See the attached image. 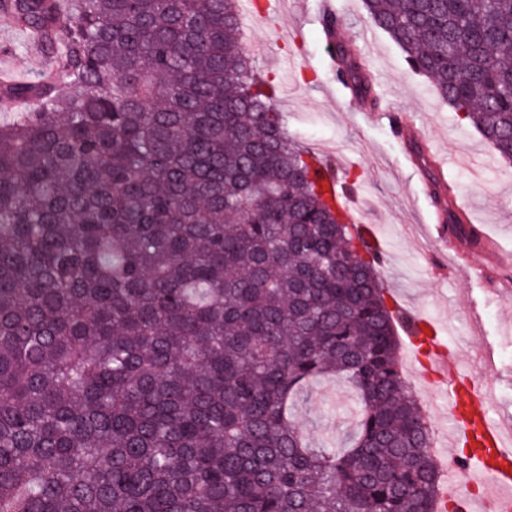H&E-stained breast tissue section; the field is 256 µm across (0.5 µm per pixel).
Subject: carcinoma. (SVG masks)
<instances>
[{
  "label": "carcinoma",
  "instance_id": "cac0c4a2",
  "mask_svg": "<svg viewBox=\"0 0 512 512\" xmlns=\"http://www.w3.org/2000/svg\"><path fill=\"white\" fill-rule=\"evenodd\" d=\"M365 7L511 166L512 0ZM7 8L55 71L0 87L31 103L0 123V512H447L378 258L237 0ZM442 220L467 237L453 201ZM326 377L357 399L344 446L296 422ZM340 174L341 170L335 171L333 168H324L323 170L326 182L336 190L341 205L349 214H352L355 210L354 206L357 200L351 193L342 188L340 184Z\"/></svg>",
  "mask_w": 512,
  "mask_h": 512
}]
</instances>
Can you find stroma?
Returning a JSON list of instances; mask_svg holds the SVG:
<instances>
[{
	"label": "stroma",
	"instance_id": "1",
	"mask_svg": "<svg viewBox=\"0 0 512 512\" xmlns=\"http://www.w3.org/2000/svg\"><path fill=\"white\" fill-rule=\"evenodd\" d=\"M333 2L341 36L360 51L368 71L384 76L386 103L432 142L438 157L460 158L448 174L471 223L484 225L497 248L512 254V167L495 161L492 147L410 69L401 48L371 21L363 0ZM319 6L320 0H282L270 25L246 27V41L266 45L255 55V65L279 83L276 105L289 136L358 175L356 217L373 225L386 247L380 270L385 288L436 322L449 347L468 359L467 378L477 383L486 377L495 386L492 417L512 422V297L492 295L482 260L467 241L451 237L443 247L431 241L435 209L425 195L427 179L407 168L411 146L395 137L387 121L359 100L342 101V89L325 65L327 45L319 26L303 17ZM41 68L31 35L0 27V71L7 79ZM307 394L297 416L304 432L344 443L354 424L350 390L319 380Z\"/></svg>",
	"mask_w": 512,
	"mask_h": 512
}]
</instances>
